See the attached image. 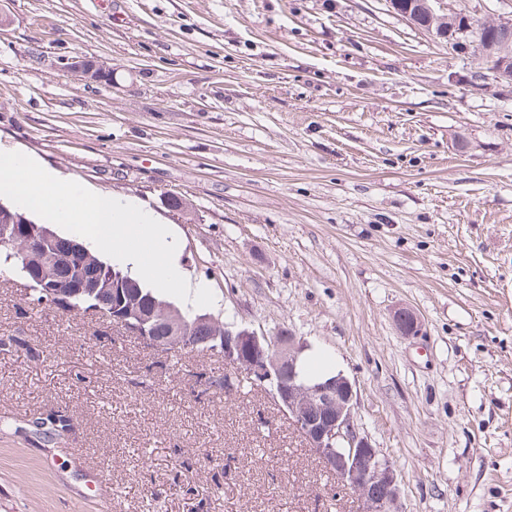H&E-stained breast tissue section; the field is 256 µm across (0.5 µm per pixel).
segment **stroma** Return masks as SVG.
Listing matches in <instances>:
<instances>
[{"mask_svg": "<svg viewBox=\"0 0 512 512\" xmlns=\"http://www.w3.org/2000/svg\"><path fill=\"white\" fill-rule=\"evenodd\" d=\"M484 69L387 0H0V148L142 202L208 313L337 360L404 512H512V84ZM169 360L1 273L0 512H359L269 393L196 400L221 354ZM392 319L397 330L404 335L413 336L422 330L420 317L408 308L394 310Z\"/></svg>", "mask_w": 512, "mask_h": 512, "instance_id": "35a3bbf8", "label": "stroma"}]
</instances>
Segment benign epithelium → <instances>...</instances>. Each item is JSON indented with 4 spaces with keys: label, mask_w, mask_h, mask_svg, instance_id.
Returning <instances> with one entry per match:
<instances>
[{
    "label": "benign epithelium",
    "mask_w": 512,
    "mask_h": 512,
    "mask_svg": "<svg viewBox=\"0 0 512 512\" xmlns=\"http://www.w3.org/2000/svg\"><path fill=\"white\" fill-rule=\"evenodd\" d=\"M395 13L411 25L433 36L447 38L454 49L482 57L486 72L482 78H492L512 84V24H475L462 13L448 16L438 14L440 0H388ZM6 223L0 224V245L16 240L29 242L30 253L36 264L30 268V287L42 288L44 305L63 311L68 297L73 294L97 295L92 310L101 313L138 337L146 346L160 352L188 342L187 321L173 316L167 342H159L151 330L157 313L171 311V306L153 302L149 311L134 310L122 301L108 302L98 293V282L84 280L70 288L56 279L54 270L64 259L82 253V247L73 240L56 247V238L38 239L29 232L28 221L18 212L4 211ZM112 304L111 312L102 306ZM392 319L397 330L413 336L422 330L420 317L408 308L394 310ZM306 343L291 334L281 333L274 338L243 326L224 325V377L214 379L195 372L196 393L206 396L213 389H222L228 395L235 389L237 373L249 374L255 383L270 390L275 402L288 416L322 466L333 471L338 484L355 492L361 501V512H403L400 505L398 471L391 459L373 446L371 439L360 428L357 418V393L351 380L340 373L323 383L306 385L297 381L296 364Z\"/></svg>",
    "instance_id": "1"
}]
</instances>
